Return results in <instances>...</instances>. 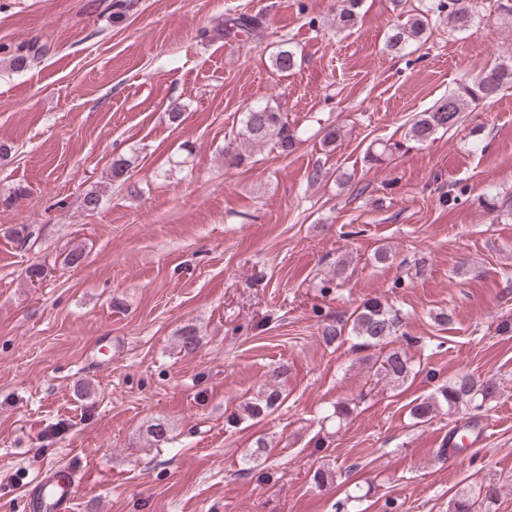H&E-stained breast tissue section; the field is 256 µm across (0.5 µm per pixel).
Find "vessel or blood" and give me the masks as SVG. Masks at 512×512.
<instances>
[{"mask_svg":"<svg viewBox=\"0 0 512 512\" xmlns=\"http://www.w3.org/2000/svg\"><path fill=\"white\" fill-rule=\"evenodd\" d=\"M78 474L72 464L42 472L26 498V512H74Z\"/></svg>","mask_w":512,"mask_h":512,"instance_id":"1","label":"vessel or blood"}]
</instances>
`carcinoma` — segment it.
Segmentation results:
<instances>
[{
  "label": "carcinoma",
  "instance_id": "obj_1",
  "mask_svg": "<svg viewBox=\"0 0 512 512\" xmlns=\"http://www.w3.org/2000/svg\"><path fill=\"white\" fill-rule=\"evenodd\" d=\"M363 0H336V25L348 31L355 27ZM482 6L479 0H434L427 9L408 17L407 21L396 26L386 41L390 51L399 52L409 42L419 39L429 27L430 19H440L448 14V25L456 31H469L473 27L476 14ZM216 33L223 39H235L243 33L256 41L265 38L266 29L258 15H224L222 26ZM49 52L45 43L37 40L28 42L13 50L9 58V69L19 72L33 60ZM271 65L281 75L294 70L298 64L296 52L283 45L270 57ZM512 83V61L503 59L486 69L473 80L457 85L448 92V96L428 112H423L412 123L407 132L410 140L426 143L434 139L440 130L455 127L461 114L468 111L473 101H491L508 84ZM298 141L295 128L291 127L286 113L277 106L268 103L254 105L243 113L236 135L224 145V164L240 167L247 164L252 152L257 147L271 145L286 154L293 150ZM403 317L400 312L377 299L366 302L354 313L352 322L343 320L326 322L321 326V335L328 342H340L345 335L358 340L356 346L373 348L392 343V340L405 336ZM374 376L404 381L412 373L410 360L403 348H391L378 356ZM498 388L490 379H478L472 374H461L448 384L437 389V395L420 400L412 408V414L420 423L432 419L439 406L459 409L460 406L479 411L485 402L496 397ZM280 400L278 387L273 386L245 403V411L252 418L264 415ZM497 495V488L489 487L484 500L473 498L468 491L457 494L453 503V512H481L483 502H492Z\"/></svg>",
  "mask_w": 512,
  "mask_h": 512
}]
</instances>
